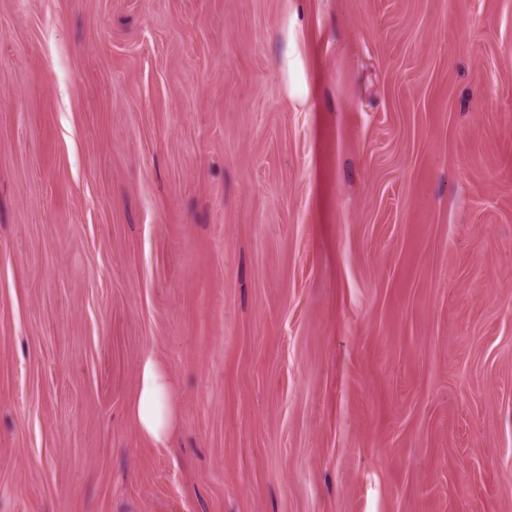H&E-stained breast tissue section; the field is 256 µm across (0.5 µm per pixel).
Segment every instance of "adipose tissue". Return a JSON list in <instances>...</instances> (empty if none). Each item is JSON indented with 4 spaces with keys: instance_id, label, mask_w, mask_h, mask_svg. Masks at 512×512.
<instances>
[{
    "instance_id": "ef3b65f1",
    "label": "adipose tissue",
    "mask_w": 512,
    "mask_h": 512,
    "mask_svg": "<svg viewBox=\"0 0 512 512\" xmlns=\"http://www.w3.org/2000/svg\"><path fill=\"white\" fill-rule=\"evenodd\" d=\"M131 414L138 430L157 443L165 441L174 428L176 410L171 378L154 356H145L140 362Z\"/></svg>"
}]
</instances>
